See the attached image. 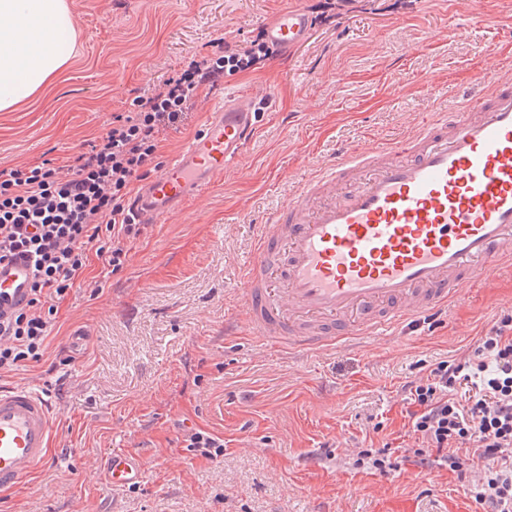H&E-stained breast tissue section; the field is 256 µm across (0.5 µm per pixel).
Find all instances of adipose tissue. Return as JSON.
Returning a JSON list of instances; mask_svg holds the SVG:
<instances>
[{"instance_id":"1","label":"adipose tissue","mask_w":512,"mask_h":512,"mask_svg":"<svg viewBox=\"0 0 512 512\" xmlns=\"http://www.w3.org/2000/svg\"><path fill=\"white\" fill-rule=\"evenodd\" d=\"M75 44L67 0H0V112L54 84Z\"/></svg>"}]
</instances>
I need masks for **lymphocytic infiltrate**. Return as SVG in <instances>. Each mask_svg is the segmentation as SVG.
<instances>
[{
	"label": "lymphocytic infiltrate",
	"mask_w": 512,
	"mask_h": 512,
	"mask_svg": "<svg viewBox=\"0 0 512 512\" xmlns=\"http://www.w3.org/2000/svg\"><path fill=\"white\" fill-rule=\"evenodd\" d=\"M273 53L263 35L221 42L217 52L136 96L113 114L100 141L68 164L0 169V262L15 254L33 261L26 306L0 320V372L39 361L57 313L56 302L81 280L90 257L112 271L127 261V241L141 232L129 207L135 182L159 171L168 128L204 103L226 77L258 69ZM429 381L409 385L417 409L412 454L424 468L440 466L466 476L459 449H479V504L512 512V313L481 337L467 358L442 361ZM470 389L466 401L453 393Z\"/></svg>",
	"instance_id": "1"
}]
</instances>
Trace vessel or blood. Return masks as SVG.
<instances>
[{
  "mask_svg": "<svg viewBox=\"0 0 512 512\" xmlns=\"http://www.w3.org/2000/svg\"><path fill=\"white\" fill-rule=\"evenodd\" d=\"M311 15L294 7L265 26L284 53L301 45ZM258 126L237 98L206 114L200 132L132 200L161 224L222 179ZM512 258V82L469 91L416 133L387 147L343 149L262 225L242 268L249 333L290 351L385 336L448 304L477 271ZM28 259L0 262V316L29 299ZM52 405L37 388L0 387V490L52 460ZM134 451L112 453V486L141 483Z\"/></svg>",
  "mask_w": 512,
  "mask_h": 512,
  "instance_id": "1",
  "label": "vessel or blood"
}]
</instances>
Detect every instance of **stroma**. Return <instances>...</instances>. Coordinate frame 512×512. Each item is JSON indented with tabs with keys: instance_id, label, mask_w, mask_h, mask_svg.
Instances as JSON below:
<instances>
[{
	"instance_id": "35a3bbf8",
	"label": "stroma",
	"mask_w": 512,
	"mask_h": 512,
	"mask_svg": "<svg viewBox=\"0 0 512 512\" xmlns=\"http://www.w3.org/2000/svg\"><path fill=\"white\" fill-rule=\"evenodd\" d=\"M319 0H67L77 38L58 81L0 112V168L65 162L135 95ZM482 23H475V16ZM512 79V0H355L287 60L225 79L206 108L262 102L223 179L128 242L111 275L91 259L41 361L0 374L54 409L53 464L0 494V512H483L477 478L424 470L407 385L467 353L512 311V263L462 284L447 311L384 339L289 352L249 336L240 271L260 224L348 146H384L470 88ZM224 453L188 447L190 429ZM383 448L395 468L357 464ZM138 452L141 484L104 460ZM144 463L132 450L112 452L107 461L106 477L112 487H128L141 483Z\"/></svg>"
}]
</instances>
